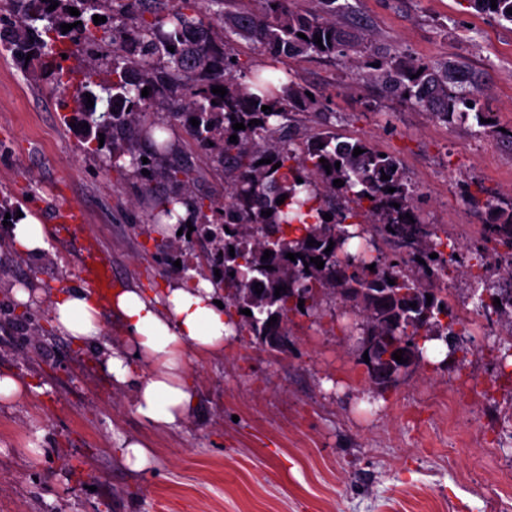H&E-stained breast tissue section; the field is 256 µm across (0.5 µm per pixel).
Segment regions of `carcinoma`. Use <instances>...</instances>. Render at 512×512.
<instances>
[{
	"instance_id": "obj_1",
	"label": "carcinoma",
	"mask_w": 512,
	"mask_h": 512,
	"mask_svg": "<svg viewBox=\"0 0 512 512\" xmlns=\"http://www.w3.org/2000/svg\"><path fill=\"white\" fill-rule=\"evenodd\" d=\"M55 1L58 6L48 10ZM180 2L177 8L151 11L142 7L143 0H8L9 8L0 9V39L19 64L50 69L59 88H73L78 95L91 85L100 88V94H91L100 107L75 109V120L89 127L86 150L100 151L102 134L116 172L130 170L146 187L159 178L175 187L157 202L153 223L172 217L177 203L199 217L190 236L209 245L207 279L224 289V298L237 309H251V315H241L242 327L250 335L268 332L272 316L277 317L274 327L284 331L290 316L318 311L322 297L331 295L354 315L361 335L384 339L382 354L410 325L411 335L421 337L414 342L420 361L423 344L432 340L444 341L455 354L467 352L462 333L454 329L448 301L433 287L434 279L447 272L445 251L459 249L458 242L422 222L415 189L396 157H382L369 143L342 140L330 130L298 141L295 115L314 112L325 118L327 112L318 96L308 97L310 88L291 77H274L264 68L284 57L351 50L356 66L381 83L387 94L446 123L471 112L478 119L489 118L476 77L458 63L422 62L367 51L362 44L350 46L337 23V17L350 9L348 0H317V8L309 12L293 9L291 0H259V11L229 14L224 13V0ZM470 2L478 12L512 24L507 13L512 0H496L495 8L491 0ZM70 7L80 15H70ZM114 9L122 18L134 16V25L122 20L110 28L94 24L93 16ZM63 23L76 27L64 33ZM299 32L306 38L297 36ZM316 35L322 38L320 46L315 44ZM235 36L260 44L267 58L242 77L237 75L238 62L226 51ZM81 42L91 45L94 55L79 72L64 65L62 55L69 54L68 44ZM170 47L174 51H168ZM102 73L106 80L99 83L95 77ZM216 86L226 88L227 94L212 93ZM146 87L149 95L144 97ZM264 105L272 111L262 110ZM162 112L178 119L195 145L224 172L223 205L194 191L196 177L190 167L170 162L181 144L164 138V126L155 120ZM192 118L199 125H192ZM254 119L259 123L250 124ZM235 123L245 124V129H233ZM233 134L235 143L229 142ZM357 147L363 153L355 156ZM322 158L330 170H325ZM261 159L272 163L260 165ZM278 162L281 166L272 169ZM144 169L149 174H142ZM384 174L389 179H382ZM336 179L344 185H333ZM389 187L394 192H387ZM283 194L286 199L279 205L276 200ZM466 197L485 210L483 239L476 247L480 258L491 256L512 267V253L498 251L500 245H512V199L484 202L478 189L466 191ZM395 203L399 207H393ZM269 209L270 216L261 215ZM326 213L332 220H324ZM374 228L400 250L403 239H415L411 267L389 272L381 257L349 249L350 240ZM271 236L279 240V247L266 259ZM312 239L320 245H308ZM329 246L332 251L324 253ZM289 252L300 257L293 262L286 258ZM432 253L438 257H430ZM317 256L324 261L321 269L310 262ZM390 279L395 284H389ZM257 284L264 287L260 294ZM278 286L286 290L277 297ZM297 291L304 301L301 309L294 301ZM412 303L416 307H410ZM479 309L486 316L508 318L512 333V280L496 285L489 299L479 298ZM498 364L499 373L511 379L512 340L499 344Z\"/></svg>"
}]
</instances>
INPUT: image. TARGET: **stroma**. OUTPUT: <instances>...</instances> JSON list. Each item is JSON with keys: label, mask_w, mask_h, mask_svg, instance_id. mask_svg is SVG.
I'll return each instance as SVG.
<instances>
[{"label": "stroma", "mask_w": 512, "mask_h": 512, "mask_svg": "<svg viewBox=\"0 0 512 512\" xmlns=\"http://www.w3.org/2000/svg\"><path fill=\"white\" fill-rule=\"evenodd\" d=\"M350 2L341 24L373 49L463 62L496 132L387 97L345 55L283 58L274 73L323 95L337 135L395 155L424 223L453 237L458 225L483 223L462 186L512 196V145L502 135L512 129V25L468 0ZM77 105L0 47V203L48 229L39 256L0 247V377L30 386L0 404V512H512V381L494 350L511 330L494 317L458 368L426 364L380 392L351 315L328 297L318 315L292 316L286 352L244 335L222 353L189 356L194 412L166 431L147 427L98 349L53 329L54 292L79 283L90 237L115 286L149 290L199 276L207 245L183 239L187 270L169 266L145 197L170 186L143 189L113 170L108 152L87 153L71 125ZM70 206L83 215L77 234L53 219ZM18 285L41 294L19 307ZM122 438L149 442L147 470L123 462Z\"/></svg>", "instance_id": "1"}]
</instances>
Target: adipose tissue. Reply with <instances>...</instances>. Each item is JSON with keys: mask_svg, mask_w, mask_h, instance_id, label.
Instances as JSON below:
<instances>
[{"mask_svg": "<svg viewBox=\"0 0 512 512\" xmlns=\"http://www.w3.org/2000/svg\"><path fill=\"white\" fill-rule=\"evenodd\" d=\"M221 295L211 282L177 280L157 292L134 285L117 289L104 306L88 289L73 285L55 296L51 320L59 333L97 346L103 340L104 312L114 313L125 345L105 353L106 370L113 386L132 389L137 416L164 430L182 423L197 405L188 354L223 352L236 337L216 304Z\"/></svg>", "mask_w": 512, "mask_h": 512, "instance_id": "1", "label": "adipose tissue"}]
</instances>
